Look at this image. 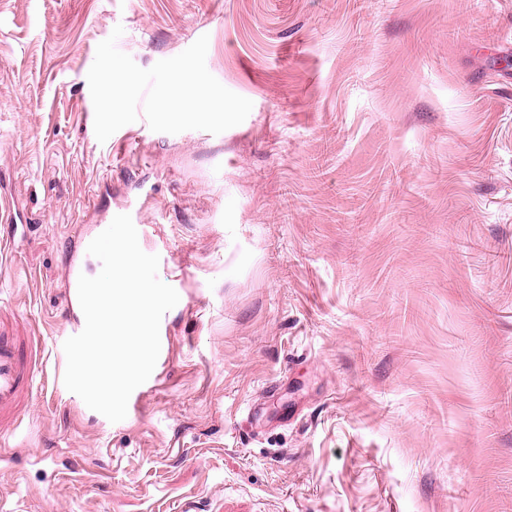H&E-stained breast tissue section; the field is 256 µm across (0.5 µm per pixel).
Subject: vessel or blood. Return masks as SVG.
Returning <instances> with one entry per match:
<instances>
[{"instance_id": "obj_1", "label": "vessel or blood", "mask_w": 512, "mask_h": 512, "mask_svg": "<svg viewBox=\"0 0 512 512\" xmlns=\"http://www.w3.org/2000/svg\"><path fill=\"white\" fill-rule=\"evenodd\" d=\"M99 233V228L82 227L66 262L68 333L72 336L85 325L78 300V278L84 272L87 248ZM40 348V337L23 335L12 323L0 320V437L13 431L18 410L33 394Z\"/></svg>"}]
</instances>
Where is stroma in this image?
I'll return each instance as SVG.
<instances>
[{
    "mask_svg": "<svg viewBox=\"0 0 512 512\" xmlns=\"http://www.w3.org/2000/svg\"><path fill=\"white\" fill-rule=\"evenodd\" d=\"M208 36L249 99L106 142L87 80ZM512 0H0V311L41 334L0 512H512ZM179 295L113 423L68 391L79 226Z\"/></svg>",
    "mask_w": 512,
    "mask_h": 512,
    "instance_id": "stroma-1",
    "label": "stroma"
}]
</instances>
